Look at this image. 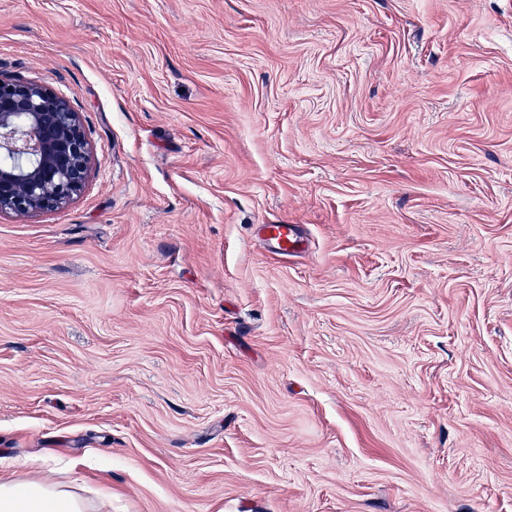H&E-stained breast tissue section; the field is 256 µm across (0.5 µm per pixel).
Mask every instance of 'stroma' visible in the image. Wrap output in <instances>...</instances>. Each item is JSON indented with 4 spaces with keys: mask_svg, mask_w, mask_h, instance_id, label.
Masks as SVG:
<instances>
[{
    "mask_svg": "<svg viewBox=\"0 0 512 512\" xmlns=\"http://www.w3.org/2000/svg\"><path fill=\"white\" fill-rule=\"evenodd\" d=\"M0 72L92 148L0 212L1 476L512 512V0H0ZM263 237L269 250L278 255H288L301 249V239L296 224H265Z\"/></svg>",
    "mask_w": 512,
    "mask_h": 512,
    "instance_id": "stroma-1",
    "label": "stroma"
}]
</instances>
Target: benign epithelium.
I'll return each instance as SVG.
<instances>
[{
  "label": "benign epithelium",
  "mask_w": 512,
  "mask_h": 512,
  "mask_svg": "<svg viewBox=\"0 0 512 512\" xmlns=\"http://www.w3.org/2000/svg\"><path fill=\"white\" fill-rule=\"evenodd\" d=\"M91 146L66 96L0 74V212L63 207L84 187Z\"/></svg>",
  "instance_id": "7a95c632"
}]
</instances>
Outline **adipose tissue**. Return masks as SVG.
<instances>
[{
    "label": "adipose tissue",
    "instance_id": "obj_1",
    "mask_svg": "<svg viewBox=\"0 0 512 512\" xmlns=\"http://www.w3.org/2000/svg\"><path fill=\"white\" fill-rule=\"evenodd\" d=\"M112 498L89 504L76 492L39 478H0V512H109Z\"/></svg>",
    "mask_w": 512,
    "mask_h": 512
}]
</instances>
